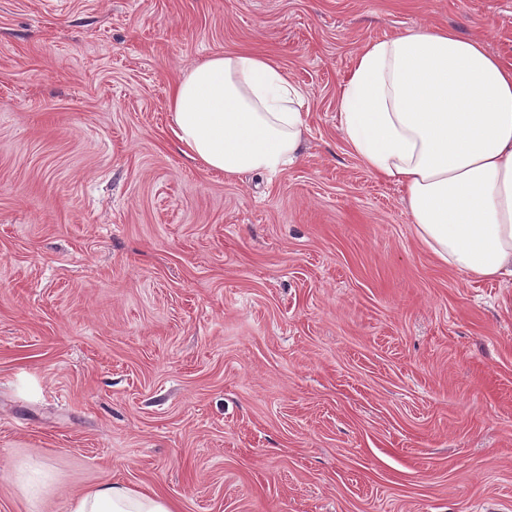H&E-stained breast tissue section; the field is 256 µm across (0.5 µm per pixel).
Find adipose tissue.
I'll use <instances>...</instances> for the list:
<instances>
[{"label": "adipose tissue", "instance_id": "adipose-tissue-1", "mask_svg": "<svg viewBox=\"0 0 512 512\" xmlns=\"http://www.w3.org/2000/svg\"><path fill=\"white\" fill-rule=\"evenodd\" d=\"M305 94L274 58H208L171 88L172 131L211 171L277 174L302 154ZM349 150L402 186L415 234L439 261L512 286V65L455 30L419 26L363 45L338 100ZM70 512H176L105 483Z\"/></svg>", "mask_w": 512, "mask_h": 512}]
</instances>
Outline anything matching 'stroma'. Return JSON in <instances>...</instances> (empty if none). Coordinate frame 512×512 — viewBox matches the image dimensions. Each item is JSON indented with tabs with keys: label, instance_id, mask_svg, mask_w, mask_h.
<instances>
[{
	"label": "stroma",
	"instance_id": "stroma-1",
	"mask_svg": "<svg viewBox=\"0 0 512 512\" xmlns=\"http://www.w3.org/2000/svg\"><path fill=\"white\" fill-rule=\"evenodd\" d=\"M512 63V0H0V512H512V288L440 263L337 127L416 25ZM274 56L302 157L225 179L167 92ZM70 512H176L164 497L132 489L119 483H105L78 496Z\"/></svg>",
	"mask_w": 512,
	"mask_h": 512
}]
</instances>
